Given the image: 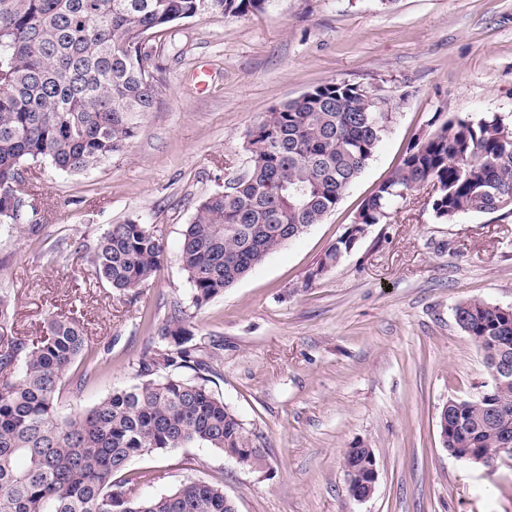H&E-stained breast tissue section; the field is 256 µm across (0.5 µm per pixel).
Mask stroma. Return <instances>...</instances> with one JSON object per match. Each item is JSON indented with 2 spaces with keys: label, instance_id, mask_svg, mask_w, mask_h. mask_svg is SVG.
I'll return each instance as SVG.
<instances>
[{
  "label": "stroma",
  "instance_id": "35a3bbf8",
  "mask_svg": "<svg viewBox=\"0 0 512 512\" xmlns=\"http://www.w3.org/2000/svg\"><path fill=\"white\" fill-rule=\"evenodd\" d=\"M153 43L160 94L126 152L80 174L27 163L42 230L0 226L15 334L40 335L51 313L85 327L63 413L130 385L178 300L196 336L219 341L214 391L260 436L265 463L245 468L201 445L149 454L131 464L149 477L140 494L218 479L237 512H512V460L457 459L439 428L448 399L487 379L454 309L469 298L512 307V221L437 223L421 190L303 285L430 123L495 114L512 125V0H274L261 14L182 21ZM329 81L391 102L372 159L322 223L190 306L177 254L197 205L243 168L246 135L266 112ZM129 220L155 225L166 256L148 287L120 297L92 279L86 256ZM351 448L377 461L365 501L347 490Z\"/></svg>",
  "mask_w": 512,
  "mask_h": 512
}]
</instances>
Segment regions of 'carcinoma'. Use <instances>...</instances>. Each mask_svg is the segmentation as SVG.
Listing matches in <instances>:
<instances>
[{
  "label": "carcinoma",
  "mask_w": 512,
  "mask_h": 512,
  "mask_svg": "<svg viewBox=\"0 0 512 512\" xmlns=\"http://www.w3.org/2000/svg\"><path fill=\"white\" fill-rule=\"evenodd\" d=\"M271 0H0V224L40 232L20 189L24 164L46 160L67 173L125 152L157 103L151 34L198 16L263 13ZM392 120L390 101L330 81L265 113L247 134L243 175L204 199L182 234L178 260L200 308L288 240L321 223L373 157ZM431 188L435 220L512 218V129L501 117L450 118L406 151L363 204L354 226L328 248L311 283L383 224L412 193ZM165 253L150 224L111 225L89 257L93 278L125 295L145 287ZM11 292L0 289V512H230L224 486L190 479L156 497L135 494L127 475L141 456L202 444L250 468L264 459L258 437L210 387L218 372L192 343L178 305L161 329L165 346L135 370L134 382L93 406L61 411V382L85 349L72 317L50 314L37 339L15 336ZM461 331L490 358H512V310L480 298L458 303ZM171 369L160 375L159 369ZM194 372L187 378L179 374ZM450 455L492 468L512 440V382L448 399ZM367 448L343 457L348 492L366 489Z\"/></svg>",
  "instance_id": "cac0c4a2"
}]
</instances>
